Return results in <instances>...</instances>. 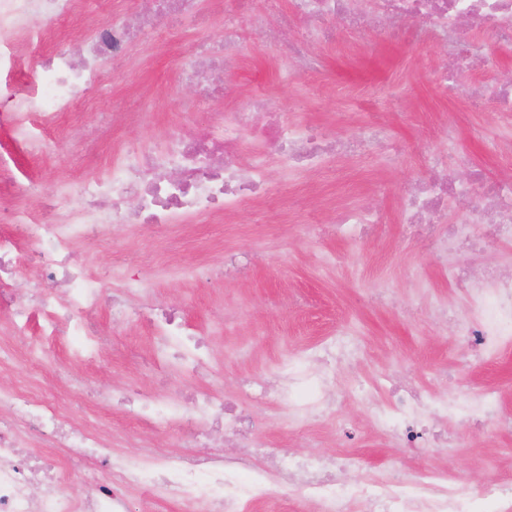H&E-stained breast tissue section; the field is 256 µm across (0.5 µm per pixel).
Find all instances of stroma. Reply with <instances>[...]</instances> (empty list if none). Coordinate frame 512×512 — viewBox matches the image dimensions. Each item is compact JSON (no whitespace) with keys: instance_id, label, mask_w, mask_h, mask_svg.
I'll return each mask as SVG.
<instances>
[{"instance_id":"stroma-1","label":"stroma","mask_w":512,"mask_h":512,"mask_svg":"<svg viewBox=\"0 0 512 512\" xmlns=\"http://www.w3.org/2000/svg\"><path fill=\"white\" fill-rule=\"evenodd\" d=\"M288 2L223 0L217 5L201 0V25L176 35L165 33L161 40L133 47L113 60L96 88L62 117L54 155L33 157L24 146H15L21 169L35 171L44 192L50 193L71 176L104 172L114 144L123 139L152 143L176 120L188 132L200 127L197 117L180 113L188 99V86L179 79L183 51L194 40L220 37L228 12L248 31L237 65L226 77L233 97L267 93L291 122H319L341 137L384 119L398 147L397 164L386 166L381 156L369 154L336 159L316 177H286L274 168L270 177L277 192L270 203L242 210L224 223L191 224L149 240L138 228L115 227L108 240L86 252L87 267L96 274L124 270L146 286L148 299L176 305L186 322L208 338L210 371L196 381L174 371L161 378L144 371L131 354L151 353L154 337L139 326L114 322L104 304L94 312L95 325L99 333L112 336L115 352L109 362L91 361L80 371L115 392L135 384L164 393L196 383L233 399L242 377L274 370L290 353L315 346L332 330L348 329L365 352L337 380L343 433L332 435L316 420L309 438H298L289 430L287 405L256 404L257 414L269 419L264 435L275 447L299 455L350 454L365 473L397 457L408 467L445 471L472 487L511 477L507 451L512 431H499L481 448L463 440L455 448L412 453L389 447L370 431L363 408L345 391L358 378L388 386L403 376L427 395L445 388L461 391L475 383L495 387L503 409L512 411V348L503 349L492 362L472 364L462 382L445 386L433 377L434 367L441 364L456 370L466 345L456 328L432 324L418 299L419 282L428 280L440 299L447 298L448 285L425 248L399 251L393 246L399 199L409 183L426 173L429 156L444 150V128L455 127L461 155L491 179L512 161V142L503 141L498 154L485 150L483 135L503 131L498 114L449 97L441 85L425 80L424 70L438 67L446 50L415 42L405 27H386L371 37L337 28L312 45L323 62L319 71L289 73L274 46L249 29L256 11L266 12L271 27H280ZM473 42L488 66L477 71L460 61V80L512 79V57L503 56L495 36L477 31ZM93 135L99 146L91 155L85 143ZM337 196L382 217V229L368 243L339 240L329 233L334 217L329 202ZM235 254L246 255V264L226 269L225 257ZM327 254L336 256L335 267L324 266ZM202 262L222 271V280H189L185 269ZM382 278L391 280L404 313L373 302L371 290ZM60 407L77 423L91 414L103 420L112 431L115 452L145 444L174 458L187 453L182 441L138 429L118 408L104 406L91 413L81 403L65 400Z\"/></svg>"}]
</instances>
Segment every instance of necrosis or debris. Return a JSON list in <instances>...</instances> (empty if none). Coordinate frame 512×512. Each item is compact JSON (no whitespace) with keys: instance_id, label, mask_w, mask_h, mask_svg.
<instances>
[{"instance_id":"1","label":"necrosis or debris","mask_w":512,"mask_h":512,"mask_svg":"<svg viewBox=\"0 0 512 512\" xmlns=\"http://www.w3.org/2000/svg\"><path fill=\"white\" fill-rule=\"evenodd\" d=\"M88 0H0V71H16L27 62L22 50L35 25L59 21L82 12ZM152 13L138 24L104 18L98 20L86 43L83 58L53 48L25 101L0 113V122L13 128L35 126L39 139L29 142L33 155L57 150L52 131L59 118L95 87L98 74L129 50L138 34L154 29L153 14L181 28L195 18L199 0H149ZM360 0H293L292 13L312 27L306 37L282 43L280 56L294 71L316 70L319 62L311 42L324 37L319 26L327 17H341L360 34L369 29L359 18ZM375 12L392 24L413 25L417 38L430 42L453 41L458 54L470 52L469 30L488 29L512 42V0H369ZM244 33L233 17L224 22V40L217 46L191 48L183 67L184 78L201 85L209 73L228 66ZM227 91L213 87L208 97L188 102L189 111L207 109L204 133L185 134L171 124L151 146L130 138L118 146V158L106 172L80 176L57 189L54 201L31 207L40 184L14 174L10 158L0 155V189L18 200L10 235L0 236V367L23 360L30 373L47 374L55 364L58 341H66L73 365L107 357L110 336L93 329V311L105 284L75 261L85 248L108 239L113 226L137 225L161 233L167 227L199 220H217L238 213L247 205L265 202L273 189L270 167L284 174H315L330 155L344 147L329 139L324 128L297 125L272 111L270 102L250 96L225 104ZM252 135L249 151H242L244 135ZM456 149L440 154L437 175L408 188L400 199L399 222L404 241L419 237L445 256L449 284L460 287L466 305L462 327L476 360L489 361L512 345V273L488 272L472 277L461 261L462 253L497 243L512 245V174L488 183L480 172L470 179L453 178L461 165ZM471 196L476 203L469 214L451 225L438 219L449 199ZM379 215L340 210L334 220L338 239L362 241L373 236ZM28 275L38 292L23 303L12 298L3 282ZM133 288L112 291V318L148 327L158 343L145 364L153 370L169 369L196 377L204 368L208 346L178 312H158L134 299ZM37 324L35 338L23 355H16L11 336ZM352 347L327 337L310 350L288 357L273 378L245 381L238 400L228 401L212 391L153 393L135 386L122 397L101 391L99 400H121L139 423L171 436L199 442L214 432L236 439L239 447L256 448L246 425L264 429L266 420H250L248 410L259 401L284 402L293 427L305 430L315 419L342 428L332 388L335 367L348 361ZM355 399L367 410V425L375 433L407 448L447 444L442 423L464 414L468 429L481 434L497 429L500 395L491 387L472 386L464 396L444 392L424 399L413 387L393 385L377 394L363 385ZM39 448L31 455L22 450L30 441ZM338 466L332 459L296 461L278 451L263 454L261 463L248 457L222 462L214 456L178 459L156 449L118 454L111 435L93 423H69L55 399L43 392L16 385H0V512H129L125 488L138 487L147 501L175 502L180 512H286L284 486L293 496L314 502L319 512H474L477 502L503 501L506 488L491 480L471 491L459 477L432 469L404 472L388 467L384 474L340 486L334 480ZM247 474L239 487L235 471ZM78 480L87 488L83 499L71 498L65 485Z\"/></svg>"}]
</instances>
